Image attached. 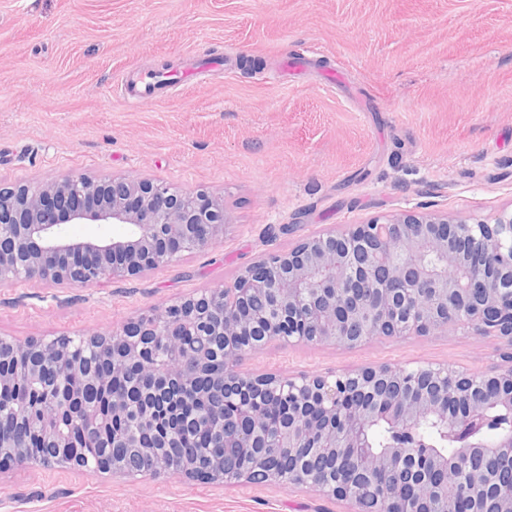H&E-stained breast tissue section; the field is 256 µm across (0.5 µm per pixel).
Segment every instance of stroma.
Masks as SVG:
<instances>
[{
  "label": "stroma",
  "instance_id": "stroma-1",
  "mask_svg": "<svg viewBox=\"0 0 512 512\" xmlns=\"http://www.w3.org/2000/svg\"><path fill=\"white\" fill-rule=\"evenodd\" d=\"M307 50L302 74L283 59ZM222 60L149 105L146 72ZM339 71L342 83L325 77ZM160 178L221 197L223 237L128 281L0 284V336L108 332L312 233L512 207V0H0V181ZM500 365L494 338L268 343L246 372ZM305 487L0 465V512H347Z\"/></svg>",
  "mask_w": 512,
  "mask_h": 512
}]
</instances>
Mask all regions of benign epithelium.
<instances>
[{"label":"benign epithelium","instance_id":"7a95c632","mask_svg":"<svg viewBox=\"0 0 512 512\" xmlns=\"http://www.w3.org/2000/svg\"><path fill=\"white\" fill-rule=\"evenodd\" d=\"M228 220L224 201L205 191H178L156 179L119 176L96 179L64 175L49 183L0 184V284L36 280L45 285L89 286L103 278L127 280L147 270L168 266L183 253L207 248L224 234ZM66 224H121L125 233L112 237L74 239ZM433 255V268L420 256ZM278 292L283 317H257L248 303L255 294ZM455 325L499 342L506 366L490 371L459 372L445 366L412 368L363 366L336 375L286 378L240 369L245 336L307 344L355 346L374 337L449 331L441 314ZM204 332L218 339L224 354V399L237 398L243 378L258 400L277 388L288 389L289 410L273 429L262 427L245 408L224 427L229 462L204 468L182 462L177 474L190 478L224 475V482L271 481L310 488L365 512L357 487L330 483L311 473L290 472L283 479L261 463L262 448L298 453L317 449L325 457L348 456L353 467L378 472L390 468L408 479L378 495L387 512H462L487 487L497 503L494 512H512V480L499 479L496 465L512 461V432L495 444L480 439L486 412H512V211L502 210L493 223L451 221L438 214L406 213L373 217L299 240L285 252H274L242 270L232 282L186 296L174 304L141 315L107 333L74 338H32L19 343L0 337V388L16 380L9 370L14 353H31L25 378L46 402L25 413L42 429L58 459L81 467L76 431L108 438L115 416L134 415L146 426L158 415L157 397L134 389L104 413L87 402V371L71 360L75 341L94 347L96 365L112 375L137 370L158 392L184 381L172 361L159 367L152 342L159 336L173 353L182 337ZM58 371L54 386L43 381L44 370ZM383 420L407 434L431 421L459 442L456 455H433L427 444L400 443L384 452L369 450L366 426ZM189 428L176 422L157 435L142 455L165 471L169 449L180 447ZM26 465L14 441L0 435V462Z\"/></svg>","mask_w":512,"mask_h":512}]
</instances>
